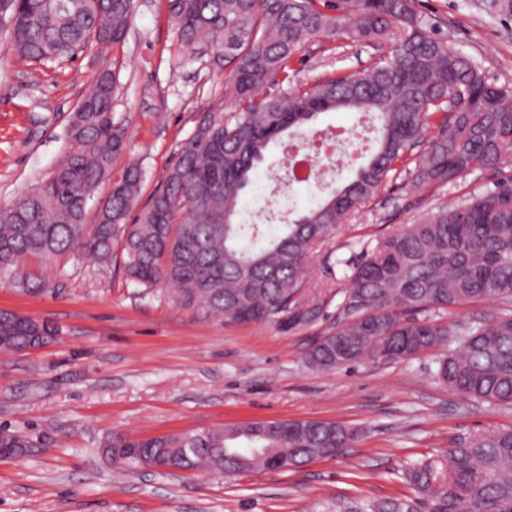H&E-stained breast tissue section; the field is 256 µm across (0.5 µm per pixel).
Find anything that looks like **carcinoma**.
Instances as JSON below:
<instances>
[{"instance_id":"obj_1","label":"carcinoma","mask_w":512,"mask_h":512,"mask_svg":"<svg viewBox=\"0 0 512 512\" xmlns=\"http://www.w3.org/2000/svg\"><path fill=\"white\" fill-rule=\"evenodd\" d=\"M11 19L10 50L39 64L63 62L104 40L124 41L134 0H0ZM181 41L207 47L224 63L225 107L203 112L179 144L176 163L133 223L141 171L124 169L95 224L85 223L87 200L112 177L127 152L114 121L115 76L101 72L68 119L69 147L47 177L0 207V277L28 291L46 289L28 272V258L51 263L78 251L106 262L118 242L127 277L146 288L164 284L181 307L236 323L275 322L292 330L324 316L326 298L303 296L309 258L334 225L369 203L384 185L412 175L416 184L445 188L475 171L512 165V86L489 81L474 61L434 36L414 0H168ZM342 37L389 49L372 67L326 75L311 86L296 65L315 39ZM286 86V95L264 88ZM328 112H356L371 137L361 162L318 203L272 234L241 224V194L273 143L313 148L302 129ZM295 179L292 165L270 174L268 207ZM336 326L307 353L310 367L329 371L365 358L395 361L452 340L436 361L435 378L467 399L512 406V312L450 330L442 314L463 303L512 302V174L494 188L436 207L381 238L354 267ZM56 327L0 310V350L37 346ZM357 431L336 421H255L218 429L150 436L122 435L130 466L162 464L201 469L210 448L226 449L213 472L274 470L267 458L251 465L238 455L274 448L300 466L332 457ZM26 448L32 440L0 431V444ZM416 499L388 498L366 512H512V428L474 433L445 456L406 472Z\"/></svg>"}]
</instances>
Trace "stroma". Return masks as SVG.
I'll use <instances>...</instances> for the list:
<instances>
[{
  "label": "stroma",
  "mask_w": 512,
  "mask_h": 512,
  "mask_svg": "<svg viewBox=\"0 0 512 512\" xmlns=\"http://www.w3.org/2000/svg\"><path fill=\"white\" fill-rule=\"evenodd\" d=\"M417 11L490 81L512 84V0H416ZM0 22V206L54 168L67 148L65 124L95 76L113 69L114 119L142 169L141 200L160 185L201 112L224 99L222 66L188 49L167 0H134L122 44L92 47L41 66L8 48ZM375 45L310 43L297 75L362 71ZM476 171L445 190L410 176L386 185L362 211L327 233L306 287L324 293L328 316L286 331L237 324L170 302L162 286L126 279L121 247L110 262L79 255L46 268L34 293L0 281V309L57 326L47 345L0 353V426L29 435L41 451L0 460V512H352L389 497H415L403 472L459 438L512 427V408L463 398L439 383L434 348L399 361L366 360L329 372L306 354L333 317L346 274L377 239L425 209L492 188ZM333 420L359 429L350 448L287 472L163 473L108 463L107 435L177 434L251 421Z\"/></svg>",
  "instance_id": "35a3bbf8"
}]
</instances>
